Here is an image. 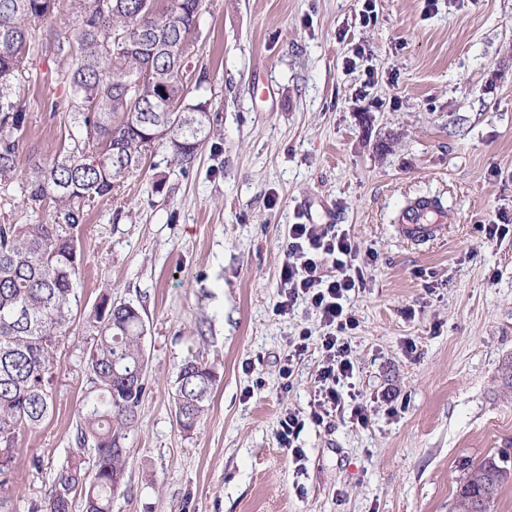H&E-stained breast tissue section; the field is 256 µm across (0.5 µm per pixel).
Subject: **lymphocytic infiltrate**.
<instances>
[{
    "label": "lymphocytic infiltrate",
    "instance_id": "lymphocytic-infiltrate-1",
    "mask_svg": "<svg viewBox=\"0 0 512 512\" xmlns=\"http://www.w3.org/2000/svg\"><path fill=\"white\" fill-rule=\"evenodd\" d=\"M359 253V245L335 225L292 224L288 227L290 260L282 270L288 293L278 310L288 312L297 298H305L327 329L320 338L325 365L318 375L319 398L310 411L311 419L317 423L323 422L330 413H346L359 422L364 419L362 406H346L338 391L341 380L353 373L349 345L343 335L356 324L346 304L347 298L364 286L363 271L355 264ZM328 257L335 262L336 272L332 275L323 271V261Z\"/></svg>",
    "mask_w": 512,
    "mask_h": 512
}]
</instances>
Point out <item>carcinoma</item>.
Instances as JSON below:
<instances>
[{
  "mask_svg": "<svg viewBox=\"0 0 512 512\" xmlns=\"http://www.w3.org/2000/svg\"><path fill=\"white\" fill-rule=\"evenodd\" d=\"M58 7L59 0H0V191L17 174L25 124L18 96L39 24L41 39L70 61L62 82L73 128L70 144L49 161H32L24 182L30 204H52L50 223L0 224V449H8L0 475L10 472L19 437L54 407L52 366L76 302L87 208L112 198L155 146H166L170 162L181 165L214 135L209 101L189 98V84L198 90L208 83L207 71L193 65L203 0H67L70 37L52 25ZM138 78L135 90L126 89ZM91 323L96 336L78 440L93 443L92 463L59 470L45 512H70L74 492L84 512H112L127 468L123 443L147 391L139 309L105 295ZM215 382L198 357L180 364L174 405L183 431L199 425ZM462 468L458 512L478 502L489 512L512 479V452Z\"/></svg>",
  "mask_w": 512,
  "mask_h": 512,
  "instance_id": "cac0c4a2",
  "label": "carcinoma"
}]
</instances>
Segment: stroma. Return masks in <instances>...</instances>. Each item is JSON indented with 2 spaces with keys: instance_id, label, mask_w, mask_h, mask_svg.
I'll return each instance as SVG.
<instances>
[{
  "instance_id": "stroma-1",
  "label": "stroma",
  "mask_w": 512,
  "mask_h": 512,
  "mask_svg": "<svg viewBox=\"0 0 512 512\" xmlns=\"http://www.w3.org/2000/svg\"><path fill=\"white\" fill-rule=\"evenodd\" d=\"M364 1L204 0L194 60L217 134L183 166L154 148L89 210L53 412L0 485L12 512L92 456L77 432L88 316L105 294L141 310L148 359L112 512H454L463 462L512 448V0H368L369 16ZM30 66L0 224L48 223L25 174L71 131L67 61L45 48ZM420 197L445 220L418 245L396 225ZM292 224H335L361 246L339 391L364 422L309 418L326 329L305 299L277 311ZM198 354L217 385L187 434L174 381ZM288 410L305 420L298 462L277 440Z\"/></svg>"
}]
</instances>
